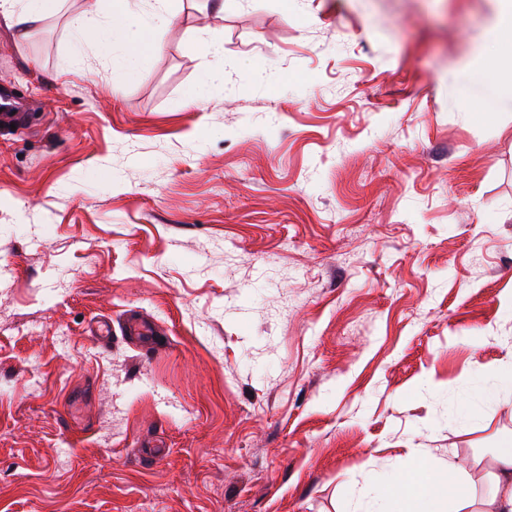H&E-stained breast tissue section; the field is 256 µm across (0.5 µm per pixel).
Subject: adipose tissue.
Wrapping results in <instances>:
<instances>
[{
  "label": "adipose tissue",
  "instance_id": "adipose-tissue-1",
  "mask_svg": "<svg viewBox=\"0 0 512 512\" xmlns=\"http://www.w3.org/2000/svg\"><path fill=\"white\" fill-rule=\"evenodd\" d=\"M59 0H0V23L15 30L18 38H26L58 9ZM127 0H113L112 25L102 30L94 0L70 20L82 40L97 44L100 53L111 59L113 67L127 74H137L142 56L156 49L155 41L146 34H132L137 23L128 11ZM496 467L490 477L491 490L477 495L466 487L456 465L446 469L433 467L420 459L409 474L390 476L381 493L388 502L387 512H441L443 498L453 499L456 512H512V439L503 440L496 450Z\"/></svg>",
  "mask_w": 512,
  "mask_h": 512
}]
</instances>
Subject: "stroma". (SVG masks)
<instances>
[{
  "mask_svg": "<svg viewBox=\"0 0 512 512\" xmlns=\"http://www.w3.org/2000/svg\"><path fill=\"white\" fill-rule=\"evenodd\" d=\"M82 7L0 24V512H377L417 448L486 494L512 100L465 62L497 0H177L132 78Z\"/></svg>",
  "mask_w": 512,
  "mask_h": 512,
  "instance_id": "stroma-1",
  "label": "stroma"
}]
</instances>
